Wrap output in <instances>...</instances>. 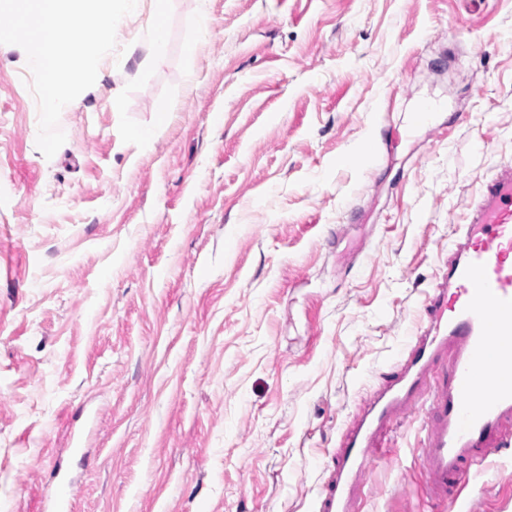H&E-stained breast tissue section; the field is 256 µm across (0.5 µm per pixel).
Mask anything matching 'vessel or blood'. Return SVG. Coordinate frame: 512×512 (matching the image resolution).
Here are the masks:
<instances>
[{
    "label": "vessel or blood",
    "mask_w": 512,
    "mask_h": 512,
    "mask_svg": "<svg viewBox=\"0 0 512 512\" xmlns=\"http://www.w3.org/2000/svg\"><path fill=\"white\" fill-rule=\"evenodd\" d=\"M393 371L343 432L323 512H361L363 477L397 414L422 411L420 455L434 502L459 498L512 444V163L486 179Z\"/></svg>",
    "instance_id": "1"
}]
</instances>
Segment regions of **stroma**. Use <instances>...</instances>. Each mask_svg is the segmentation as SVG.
<instances>
[{"label": "stroma", "mask_w": 512, "mask_h": 512, "mask_svg": "<svg viewBox=\"0 0 512 512\" xmlns=\"http://www.w3.org/2000/svg\"><path fill=\"white\" fill-rule=\"evenodd\" d=\"M116 40L50 158L0 44V512L60 477L64 512H319L512 162V0H141ZM423 427L400 416L363 512H512V446L465 510L429 502Z\"/></svg>", "instance_id": "35a3bbf8"}]
</instances>
